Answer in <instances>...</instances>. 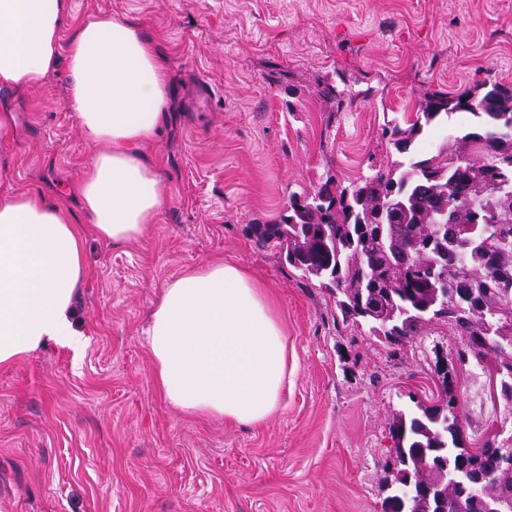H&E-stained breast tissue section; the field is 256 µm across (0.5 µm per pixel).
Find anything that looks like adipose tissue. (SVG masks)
Listing matches in <instances>:
<instances>
[{
	"label": "adipose tissue",
	"instance_id": "adipose-tissue-1",
	"mask_svg": "<svg viewBox=\"0 0 512 512\" xmlns=\"http://www.w3.org/2000/svg\"><path fill=\"white\" fill-rule=\"evenodd\" d=\"M73 16V0H0V88L66 68L67 104L94 151L78 192L93 231L124 244L145 235L165 203L142 149L168 120L169 75L131 19L98 13L63 38ZM83 235L66 206L0 188V368L50 343L83 346L72 322ZM146 343L160 394L185 415L263 425L282 410L295 372L263 286L222 261L165 285Z\"/></svg>",
	"mask_w": 512,
	"mask_h": 512
}]
</instances>
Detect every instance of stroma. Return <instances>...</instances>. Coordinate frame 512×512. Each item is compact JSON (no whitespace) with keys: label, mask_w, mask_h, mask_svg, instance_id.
Here are the masks:
<instances>
[{"label":"stroma","mask_w":512,"mask_h":512,"mask_svg":"<svg viewBox=\"0 0 512 512\" xmlns=\"http://www.w3.org/2000/svg\"><path fill=\"white\" fill-rule=\"evenodd\" d=\"M77 19L125 15L165 50L174 117L145 149L166 204L149 233L116 247L90 231L75 301L83 350L51 344L0 368V512H385L399 414L441 403L437 355L454 368L466 448L512 436V402L490 397L445 322L402 345L336 321L258 229L290 192L456 148L482 121L458 111L409 153L388 121L425 94L512 87V0H74ZM336 84L341 111L317 93ZM66 70L0 90L12 133L0 187L75 206L92 148L65 102ZM221 258L269 289L296 363L284 409L244 427L173 410L144 331L164 286Z\"/></svg>","instance_id":"stroma-1"}]
</instances>
